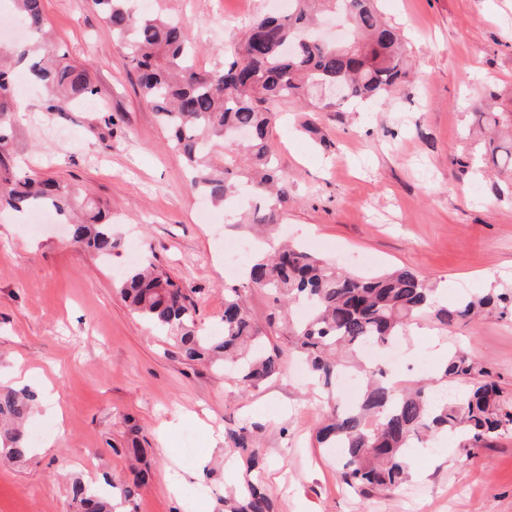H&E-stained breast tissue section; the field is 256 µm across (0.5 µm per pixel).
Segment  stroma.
Segmentation results:
<instances>
[{
    "label": "stroma",
    "instance_id": "35a3bbf8",
    "mask_svg": "<svg viewBox=\"0 0 512 512\" xmlns=\"http://www.w3.org/2000/svg\"><path fill=\"white\" fill-rule=\"evenodd\" d=\"M181 19L201 45L198 68L223 60L253 18L277 0H135ZM51 39L90 67L96 96L49 112L46 88L15 75L26 105L5 147L12 167L52 178L107 203L122 233L101 261L58 225L0 211V388L36 389L29 418L46 434L24 463L0 462V512H72L68 477L120 479L116 444L125 417L142 428L151 479L137 512H218L244 479L225 465L227 430L256 423L274 512H512V436L463 453L456 436L417 450L409 481L370 500L338 481L333 450L315 430L329 409L303 362L249 395L224 373L186 364L165 335L121 298L118 277L132 252L151 250L172 278L193 288L197 320L218 326L224 291L241 285L217 245L244 237L223 210L189 186L93 0H42ZM399 23L411 75L387 101L363 109L291 101L271 130L288 183L284 232L341 268L374 275L410 268L447 286L449 298L512 283V198L479 159L475 112L512 99V0H383ZM397 359L438 366L453 346L491 367L512 393V323L486 315L442 328L429 317ZM195 460L181 452L187 430ZM202 495H189V488Z\"/></svg>",
    "mask_w": 512,
    "mask_h": 512
}]
</instances>
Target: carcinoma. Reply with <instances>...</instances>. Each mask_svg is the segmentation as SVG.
Masks as SVG:
<instances>
[{
    "label": "carcinoma",
    "mask_w": 512,
    "mask_h": 512,
    "mask_svg": "<svg viewBox=\"0 0 512 512\" xmlns=\"http://www.w3.org/2000/svg\"><path fill=\"white\" fill-rule=\"evenodd\" d=\"M11 2L10 18L33 41L0 47V145L17 113L16 65H25L32 82L50 89L49 112H67L96 95L86 65L37 41L45 27L41 0ZM131 2L94 0L138 73L142 98L192 172V189L229 210L239 208L240 197L251 198V223L268 234L284 223L282 204L288 199L270 137L275 105L331 84L347 88L340 106L380 100L409 72L404 34L382 19L379 0H289L287 11L253 19L224 62L205 70L195 66L196 40L178 19L139 11ZM475 117L493 133L481 156L497 168L512 167V135L499 136V126H512V107ZM0 207L53 211L68 225L71 241L97 257L109 258L120 246L108 210L55 181L12 172L1 159ZM248 288L268 292L278 307L264 327L247 306ZM436 291L430 278L412 269L362 277L282 244L251 260L242 287L224 289L221 328L209 334L197 326L194 290L179 285L152 259L129 269L119 283L121 297L173 340L187 364L205 362L231 376L243 392L283 373V350L271 342L272 327L323 387L348 371L358 374L359 396L336 408L316 438L340 450L339 480L366 499L398 489L409 477L414 452L440 434L460 436L464 450L512 434V396L503 394L491 369L465 348L449 351L429 376L431 384L464 388L462 397L452 399L426 385L399 384L384 365L362 359L368 346L398 342L422 312L445 327L466 324L482 310L512 318V287L493 284L480 296L464 295L448 305L433 301ZM39 401L32 388L0 390L1 461L21 462L32 453L27 421ZM124 425L123 453L135 461L132 476L118 483L106 478L102 486L71 476L69 498L76 512H118L123 506L136 512L150 479L147 449L135 419L125 418ZM227 439L225 454L244 463L252 477L224 497V512H272L251 431L241 427Z\"/></svg>",
    "instance_id": "cac0c4a2"
}]
</instances>
